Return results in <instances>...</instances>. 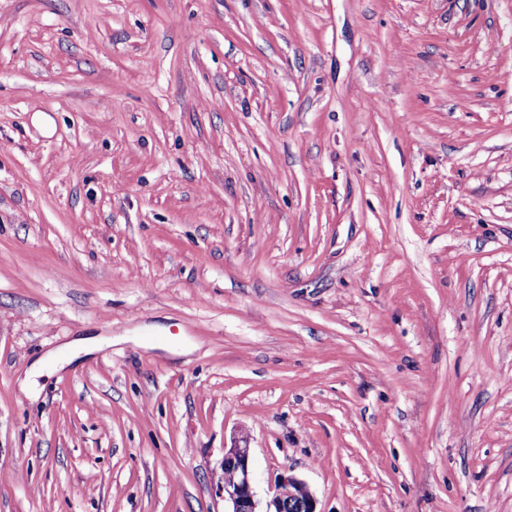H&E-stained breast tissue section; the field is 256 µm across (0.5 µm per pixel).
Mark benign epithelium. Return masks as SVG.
<instances>
[{"label": "benign epithelium", "instance_id": "7a95c632", "mask_svg": "<svg viewBox=\"0 0 512 512\" xmlns=\"http://www.w3.org/2000/svg\"><path fill=\"white\" fill-rule=\"evenodd\" d=\"M216 492L224 500V512H318L314 494L288 471L280 475L265 510H260L253 487L250 448L244 438L224 449Z\"/></svg>", "mask_w": 512, "mask_h": 512}]
</instances>
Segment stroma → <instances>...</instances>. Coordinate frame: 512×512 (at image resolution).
I'll list each match as a JSON object with an SVG mask.
<instances>
[{
  "label": "stroma",
  "mask_w": 512,
  "mask_h": 512,
  "mask_svg": "<svg viewBox=\"0 0 512 512\" xmlns=\"http://www.w3.org/2000/svg\"><path fill=\"white\" fill-rule=\"evenodd\" d=\"M235 437L512 512V0H0V512H224Z\"/></svg>",
  "instance_id": "1"
}]
</instances>
